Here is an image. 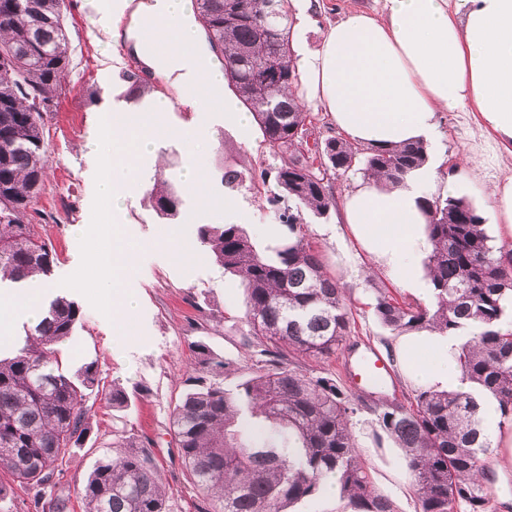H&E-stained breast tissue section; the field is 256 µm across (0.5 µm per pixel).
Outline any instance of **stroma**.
<instances>
[{"label":"stroma","mask_w":512,"mask_h":512,"mask_svg":"<svg viewBox=\"0 0 512 512\" xmlns=\"http://www.w3.org/2000/svg\"><path fill=\"white\" fill-rule=\"evenodd\" d=\"M65 23L70 65L49 112L42 115L48 167L31 217L35 231L51 244L54 262L47 280H1L0 292L5 294H22L45 282L53 286L78 269L77 230L88 227L95 195L97 153L89 141L106 113L136 109L135 103L127 100L121 79L123 71L133 67L135 57L107 36L112 20L105 13L103 0H67ZM157 87L173 100L172 111L161 118L169 134L144 159L141 186L121 200L115 214L137 247L130 284L134 308L119 328L81 293L67 292L80 307L82 319L62 347L65 369L73 373L95 363L102 380L121 387L128 396V406L121 411L113 410L101 395L92 393L86 399L91 430L81 445L67 449L59 464L61 484L71 493V512H84L80 491L116 429L149 442L175 512H201L203 503L170 434L172 409L195 361L191 344L204 341L223 356L229 364L224 373V385L229 389L243 380L252 355L241 340L246 329L242 282L205 257L196 232L200 224L224 219L222 200L228 190L221 176L225 166L271 165L274 151L257 126L244 130L227 123L220 109L189 111L176 78L158 81ZM198 123L210 131L207 148L197 153L207 179L202 196L184 187L189 148L178 135L179 130ZM433 156L439 179H454L459 194L484 209L488 234L499 237L492 212L484 208L485 197L499 179L512 174V152L495 145L492 137L479 135L473 116L444 112L439 117ZM469 156L479 161L481 169L472 183L460 169ZM161 171L181 190L183 204L173 219L160 217L147 196V184ZM280 193L270 179L236 194L241 222L258 245H265L268 230L277 222L270 201ZM303 218L307 239L320 250L327 271L339 278L352 312L344 347L324 369L350 386L352 395L364 403L353 417L351 429L358 453L371 468L375 487L393 501L396 512H415L411 478L400 451L377 437L369 408L371 392L352 384L350 373L356 370L360 356L377 350L390 365L383 380L384 393L407 401L415 386L400 370L395 355L398 335L374 314V297L382 290L401 302L425 304L431 296L413 294L390 279L362 249L348 225L337 223L335 215L318 218L307 212ZM511 434L510 426L496 431L487 459L491 512H512V447L504 445L505 436Z\"/></svg>","instance_id":"1"}]
</instances>
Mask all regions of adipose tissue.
Returning <instances> with one entry per match:
<instances>
[{
  "label": "adipose tissue",
  "instance_id": "1",
  "mask_svg": "<svg viewBox=\"0 0 512 512\" xmlns=\"http://www.w3.org/2000/svg\"><path fill=\"white\" fill-rule=\"evenodd\" d=\"M154 23L157 44L140 36ZM146 70L177 74L185 100L206 106L194 92L224 89L212 64L191 0L138 4L125 29H113ZM304 99L322 108L351 142L390 147L431 140L442 112L474 113L481 131L512 145V0H384L381 13L353 11L299 46ZM429 167L396 186L358 181L343 197L342 221L364 250L403 288L418 291L429 251L420 202L435 195ZM464 334L423 331L399 345L404 374L440 389L461 388L455 356Z\"/></svg>",
  "mask_w": 512,
  "mask_h": 512
}]
</instances>
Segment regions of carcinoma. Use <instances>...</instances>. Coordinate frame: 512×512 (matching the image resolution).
I'll return each mask as SVG.
<instances>
[{"label": "carcinoma", "mask_w": 512, "mask_h": 512, "mask_svg": "<svg viewBox=\"0 0 512 512\" xmlns=\"http://www.w3.org/2000/svg\"><path fill=\"white\" fill-rule=\"evenodd\" d=\"M195 18L224 60V76L251 113L278 163L255 169L227 166L231 191L274 178L295 210L279 216L280 237L258 247L239 224H201L197 241L224 271L245 286L246 344L255 349L235 388L221 379L224 357L193 343L196 360L175 405L174 439L193 485L211 504L206 512H294L325 492L334 477L337 512H395L375 488L356 451L350 421L360 405L330 372L313 373L302 361H328L342 350L351 309L321 252L303 232L301 212L324 216L336 208V173L358 170L397 185L428 159L427 146L355 145L340 136L317 145L319 164L302 140L314 120L298 99L302 82L291 46L289 0H194ZM66 0H0V275L15 282L46 276L49 245L29 215L40 194L47 158L42 113L70 64L63 23ZM283 32L276 77L258 76L268 64L263 26ZM127 97L138 101L152 82L124 72ZM162 217L179 214L171 184L148 192ZM431 246L427 269L432 301L375 297L377 319L397 333L468 334L456 357L467 391L418 389L403 404L382 400L376 424L401 448L412 480L415 512H489L480 475L492 448L476 396L497 403L499 425L512 424V259L496 256L484 218L464 196L424 200ZM80 310L57 295L38 323L0 356V472L31 494L32 512H70L59 488V460L89 431L87 392L101 387L91 363L70 375L61 345L72 338ZM85 512H172L159 467L147 446L124 430L113 434L81 490Z\"/></svg>", "instance_id": "cac0c4a2"}]
</instances>
